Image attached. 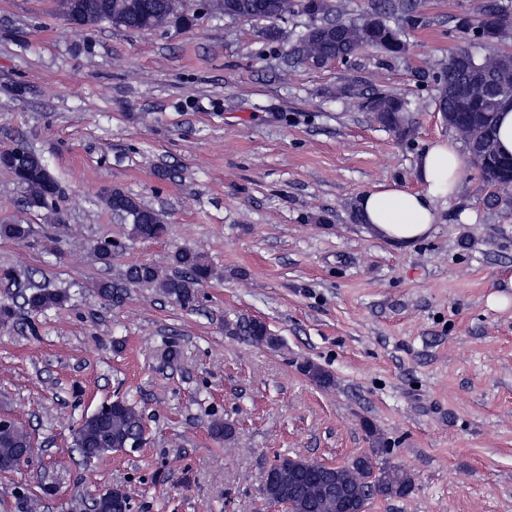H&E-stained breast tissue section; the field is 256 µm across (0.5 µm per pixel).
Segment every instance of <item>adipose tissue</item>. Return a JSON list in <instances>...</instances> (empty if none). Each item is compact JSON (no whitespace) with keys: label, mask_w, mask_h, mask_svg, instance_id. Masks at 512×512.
I'll use <instances>...</instances> for the list:
<instances>
[{"label":"adipose tissue","mask_w":512,"mask_h":512,"mask_svg":"<svg viewBox=\"0 0 512 512\" xmlns=\"http://www.w3.org/2000/svg\"><path fill=\"white\" fill-rule=\"evenodd\" d=\"M464 165L459 142L428 143L416 162L419 189L387 182L363 193L357 204L363 223L381 239L410 246L430 232L436 222V202L457 191Z\"/></svg>","instance_id":"obj_1"}]
</instances>
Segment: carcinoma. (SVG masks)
Wrapping results in <instances>:
<instances>
[{"label":"carcinoma","instance_id":"cac0c4a2","mask_svg":"<svg viewBox=\"0 0 512 512\" xmlns=\"http://www.w3.org/2000/svg\"><path fill=\"white\" fill-rule=\"evenodd\" d=\"M165 0H128L131 8L117 9L116 0H93L101 21L114 28L131 31H151L156 27V12ZM396 6L388 3L366 13L359 21H342L338 18L340 5L336 0H224V17L243 21L282 20L299 11L310 19L305 30L293 38L289 57L300 61L308 52H320L346 61L361 47H373L391 55L406 51L404 28L391 24L388 13ZM506 12L501 0H485L481 18L473 26L466 21L459 24L463 32L472 35L473 41L494 50L501 37ZM432 80L437 84L436 104L440 112H460L467 101L470 84L480 81L495 87V93L474 108L486 113V126L497 128V114L501 104L512 97V58L505 57L494 67L486 57H478L467 48H460L448 56V62ZM367 108L380 124L399 135L408 129V100L381 91L365 97ZM18 164L38 172L48 170L45 160L35 151L19 145ZM20 185L26 190L25 202H41L47 209L56 203L58 195L44 198L41 181L30 176ZM105 202L112 212L129 224L128 238L147 240L160 238L167 232L160 215L119 189L105 192ZM31 233L27 224H0V237L24 240ZM172 263L178 268L173 275H164L153 264L141 262L130 265L125 279L142 286L159 288L162 293L183 308H190L196 301V288L210 279L213 269L205 256L193 249L177 250ZM67 293L46 286H34L23 295L24 305L32 312H43L66 303ZM225 327L239 331L256 343L277 344L266 327L253 319H238L225 323ZM144 415L136 405L121 399L120 406L93 413L75 430L73 445L85 463H94L112 452H121L134 439L146 440L143 433ZM211 433L226 441L235 435L232 423L215 418L210 424ZM31 447V438L25 428L15 423L0 431V460L12 458L20 448ZM382 449L375 448L348 463L330 469L320 465L322 478L308 476L310 467L317 462L301 457H283L278 468L288 485V512H365L367 502L377 496L405 497L412 489V480L401 469L382 468L373 482L367 481L371 457L379 456Z\"/></svg>","mask_w":512,"mask_h":512}]
</instances>
